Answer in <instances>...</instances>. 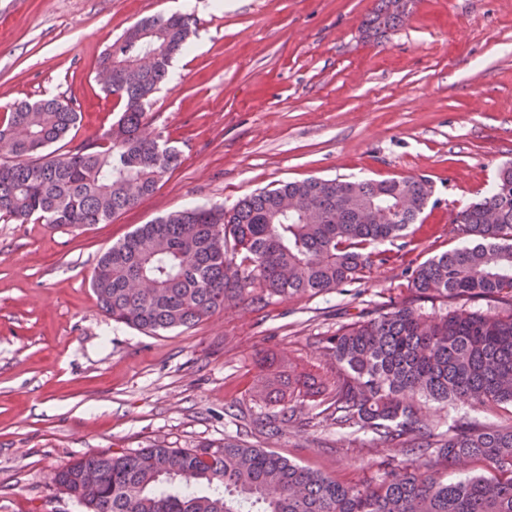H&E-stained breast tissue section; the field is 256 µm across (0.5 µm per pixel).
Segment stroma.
<instances>
[{
	"instance_id": "35a3bbf8",
	"label": "stroma",
	"mask_w": 512,
	"mask_h": 512,
	"mask_svg": "<svg viewBox=\"0 0 512 512\" xmlns=\"http://www.w3.org/2000/svg\"><path fill=\"white\" fill-rule=\"evenodd\" d=\"M378 0H0V117L55 98L80 114L51 146L96 142L122 105L97 73L143 18L187 14L178 78L154 93L145 131L169 137L179 166L137 206L74 228L0 219V512H86L53 482L92 453L194 448L253 430L256 362L277 355L334 378L320 340L398 299L404 264L460 247L457 214L512 162V0H414L399 28L364 33ZM427 179L432 197L402 262L361 296L336 290L230 308L154 336L113 324L90 278L137 226L182 208H232L308 178ZM290 460L356 484L393 455L291 424L270 443Z\"/></svg>"
}]
</instances>
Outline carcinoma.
I'll return each instance as SVG.
<instances>
[{
	"instance_id": "1",
	"label": "carcinoma",
	"mask_w": 512,
	"mask_h": 512,
	"mask_svg": "<svg viewBox=\"0 0 512 512\" xmlns=\"http://www.w3.org/2000/svg\"><path fill=\"white\" fill-rule=\"evenodd\" d=\"M413 0H379L365 32L402 24ZM190 34L181 14L143 19L112 43L102 86L124 99L99 142L60 157L42 150L67 137L79 113L56 99L21 100L0 123V218L74 227L105 224L134 207L180 162L158 135L141 134L151 96ZM432 194L423 178H309L262 190L232 209L200 206L137 227L98 260L90 286L100 308L144 334L191 327L228 306L257 310L277 297L316 296L358 284L399 255L378 244L407 236ZM401 207L396 224H371L370 205ZM472 243L403 270L405 296L336 328L323 355L332 381L276 357L259 360L251 401L279 410L253 420L270 439L297 406L304 425L348 437L370 433L403 459L359 485L235 437L219 445L89 454L60 466L59 491L88 512H512V422L430 419L431 404L512 407V165L458 216ZM446 305L431 313L415 302ZM483 300L486 307H456ZM428 458L426 468L414 456ZM477 464L448 482L439 465Z\"/></svg>"
}]
</instances>
